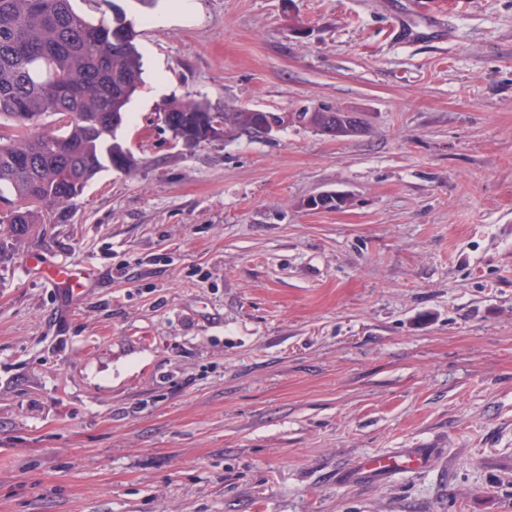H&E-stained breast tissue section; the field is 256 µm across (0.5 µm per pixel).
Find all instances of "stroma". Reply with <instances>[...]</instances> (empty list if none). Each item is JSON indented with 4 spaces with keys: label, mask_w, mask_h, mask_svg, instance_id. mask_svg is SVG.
Segmentation results:
<instances>
[{
    "label": "stroma",
    "mask_w": 512,
    "mask_h": 512,
    "mask_svg": "<svg viewBox=\"0 0 512 512\" xmlns=\"http://www.w3.org/2000/svg\"><path fill=\"white\" fill-rule=\"evenodd\" d=\"M184 3L98 5L137 21L134 168L0 224V512H512V0ZM175 99L286 122L188 147ZM320 111H324V109H314L312 111H310V109H305L303 112H297V117L299 119V121H304L306 120L309 124L311 125H308V124H304L305 127H309L311 129H313L314 131L316 132H320L322 134H327V135H330V136H334L336 138H342L343 135L346 134V128H350L349 124L346 122V121H343V123L338 119L336 118L333 119V121L335 123H332V121L330 122V126L327 125L325 127H321L319 125H315V123H317L318 121H321L325 116H327V114H333L334 117H336V113H338V111H327V112H320ZM313 124V125H312ZM58 279L61 280L59 283L60 288L64 289L65 292L72 298L77 299L85 292L88 288L90 280V272L84 270L82 272H69V271H58ZM424 464V455L421 452H414L400 456H376L366 460L362 469L370 474L383 476L394 470H417L422 468Z\"/></svg>",
    "instance_id": "stroma-1"
}]
</instances>
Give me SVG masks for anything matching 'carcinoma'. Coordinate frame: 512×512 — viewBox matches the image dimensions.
Instances as JSON below:
<instances>
[{"mask_svg": "<svg viewBox=\"0 0 512 512\" xmlns=\"http://www.w3.org/2000/svg\"><path fill=\"white\" fill-rule=\"evenodd\" d=\"M73 2L0 0V224H41L102 170L134 166L115 129L141 83L134 22L116 7L95 21ZM164 113L193 147L212 109L172 101ZM234 123L259 134L250 110Z\"/></svg>", "mask_w": 512, "mask_h": 512, "instance_id": "1", "label": "carcinoma"}]
</instances>
